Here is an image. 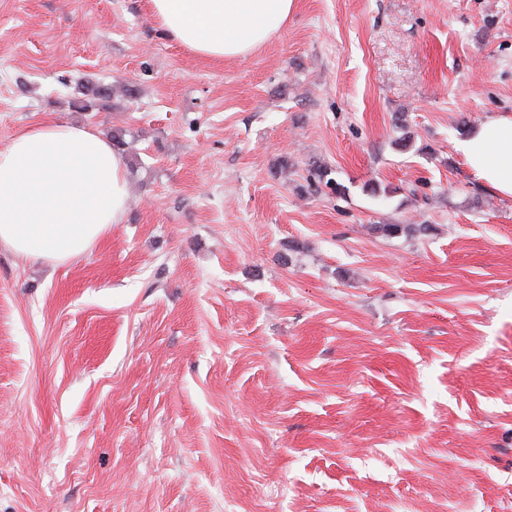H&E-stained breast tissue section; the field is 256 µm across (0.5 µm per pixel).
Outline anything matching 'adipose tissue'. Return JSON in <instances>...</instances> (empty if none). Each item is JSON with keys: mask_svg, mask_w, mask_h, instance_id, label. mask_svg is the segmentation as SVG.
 I'll use <instances>...</instances> for the list:
<instances>
[{"mask_svg": "<svg viewBox=\"0 0 512 512\" xmlns=\"http://www.w3.org/2000/svg\"><path fill=\"white\" fill-rule=\"evenodd\" d=\"M296 0H149L165 36L215 62L242 57L280 32ZM468 167L512 197V113L489 115L459 141ZM128 206L125 164L108 138L43 121L0 147V247L64 264L108 236Z\"/></svg>", "mask_w": 512, "mask_h": 512, "instance_id": "ef3b65f1", "label": "adipose tissue"}]
</instances>
